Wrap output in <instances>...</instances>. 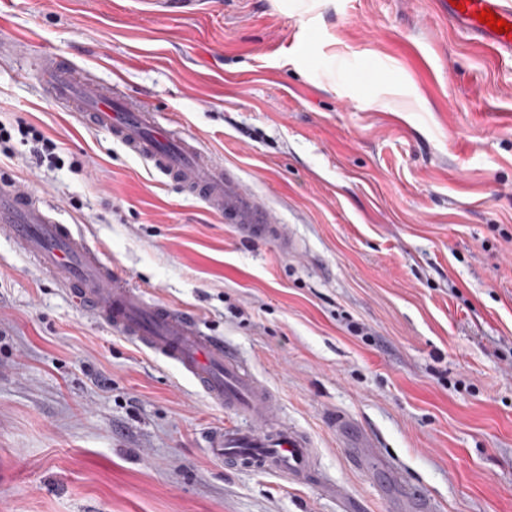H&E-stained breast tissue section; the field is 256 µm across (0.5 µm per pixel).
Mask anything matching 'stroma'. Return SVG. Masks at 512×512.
Wrapping results in <instances>:
<instances>
[{
	"label": "stroma",
	"instance_id": "1",
	"mask_svg": "<svg viewBox=\"0 0 512 512\" xmlns=\"http://www.w3.org/2000/svg\"><path fill=\"white\" fill-rule=\"evenodd\" d=\"M436 0H0V156L148 297L196 314L315 449L291 482L212 458L246 417L85 312L0 236V512H393L332 419L440 512H512V62ZM56 51L197 138L294 241L233 225L48 97ZM12 131L15 133L13 134ZM16 132L20 136L19 141L23 146L31 145L29 152L38 166L46 164L50 167H56L62 161L59 155L60 147L57 142L29 124H18L17 128H11L0 123V148L2 144L11 143L16 136ZM0 152L2 154V148ZM336 433L343 439L353 441L348 448H357L356 455L359 461H367L376 453V445L367 432L359 431L343 414L336 415Z\"/></svg>",
	"mask_w": 512,
	"mask_h": 512
}]
</instances>
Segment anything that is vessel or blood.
Listing matches in <instances>:
<instances>
[{"mask_svg":"<svg viewBox=\"0 0 512 512\" xmlns=\"http://www.w3.org/2000/svg\"><path fill=\"white\" fill-rule=\"evenodd\" d=\"M449 19L477 43L512 60V29L499 34L477 18L484 10L512 26V0H439ZM34 70L49 96L81 124L107 131L156 172L198 196L215 213L234 224L243 238L278 241L285 251L293 243L273 223L258 198L224 173L198 140L162 123L159 112L128 95L119 83H91L81 68L61 54L38 57ZM0 236L32 257L45 274L68 288L77 303L114 333L193 378L217 406L260 419V427L224 425L209 439L215 459L248 463L292 481L303 478L311 464L309 439L278 425V408L266 387L242 365L223 341L206 335L194 315L148 298L124 274L105 263L83 234L60 218L58 207L44 197L0 182ZM336 432L352 441L359 461L376 452L372 437L345 415H337Z\"/></svg>","mask_w":512,"mask_h":512,"instance_id":"1","label":"vessel or blood"}]
</instances>
